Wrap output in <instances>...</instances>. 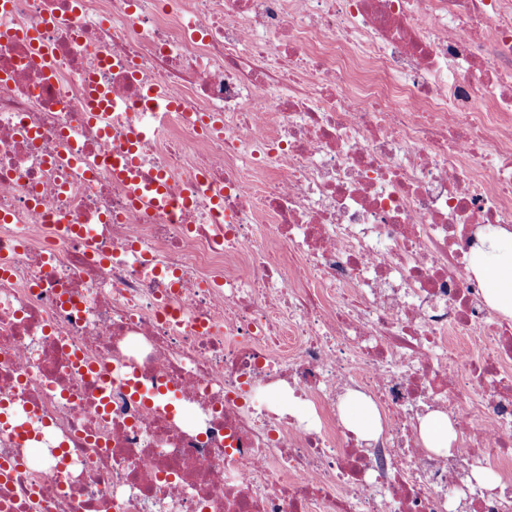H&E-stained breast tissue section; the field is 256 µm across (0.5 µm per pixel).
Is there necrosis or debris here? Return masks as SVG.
Instances as JSON below:
<instances>
[{"mask_svg": "<svg viewBox=\"0 0 512 512\" xmlns=\"http://www.w3.org/2000/svg\"><path fill=\"white\" fill-rule=\"evenodd\" d=\"M6 22L50 55L0 43V512H512L473 476L512 459V321L470 266L477 228L512 229V0H10ZM131 149L165 204L113 177ZM352 387L375 441L336 423ZM424 447L436 454L448 455L451 437H455L448 425V419L439 412L427 414L420 425Z\"/></svg>", "mask_w": 512, "mask_h": 512, "instance_id": "necrosis-or-debris-1", "label": "necrosis or debris"}]
</instances>
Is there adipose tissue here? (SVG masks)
<instances>
[{"label": "adipose tissue", "instance_id": "1", "mask_svg": "<svg viewBox=\"0 0 512 512\" xmlns=\"http://www.w3.org/2000/svg\"><path fill=\"white\" fill-rule=\"evenodd\" d=\"M472 251V270L483 278L486 301L496 312L512 317V231L481 229ZM342 425L359 439L372 441L381 431L374 405L359 392L349 390L339 399Z\"/></svg>", "mask_w": 512, "mask_h": 512}]
</instances>
